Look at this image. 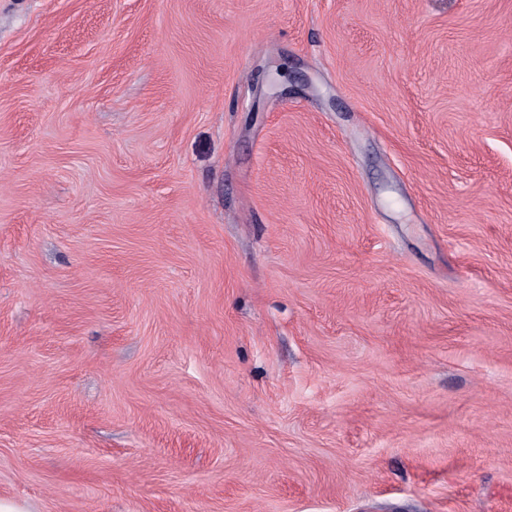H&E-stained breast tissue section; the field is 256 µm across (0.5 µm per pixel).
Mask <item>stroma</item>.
I'll return each mask as SVG.
<instances>
[{
  "instance_id": "35a3bbf8",
  "label": "stroma",
  "mask_w": 512,
  "mask_h": 512,
  "mask_svg": "<svg viewBox=\"0 0 512 512\" xmlns=\"http://www.w3.org/2000/svg\"><path fill=\"white\" fill-rule=\"evenodd\" d=\"M0 497L512 512V0H0Z\"/></svg>"
}]
</instances>
